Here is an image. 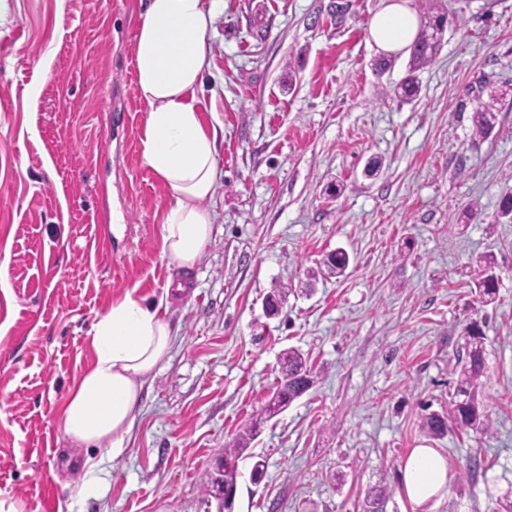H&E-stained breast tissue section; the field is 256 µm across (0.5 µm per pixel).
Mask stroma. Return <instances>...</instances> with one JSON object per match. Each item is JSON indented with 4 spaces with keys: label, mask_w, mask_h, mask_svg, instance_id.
I'll use <instances>...</instances> for the list:
<instances>
[{
    "label": "stroma",
    "mask_w": 512,
    "mask_h": 512,
    "mask_svg": "<svg viewBox=\"0 0 512 512\" xmlns=\"http://www.w3.org/2000/svg\"><path fill=\"white\" fill-rule=\"evenodd\" d=\"M144 0H8L0 24V499L17 512H204L202 475L269 399L284 350L312 388L239 462L235 512H505L512 505V0H434L454 15L420 94L393 89L408 50L369 28L385 0H223L198 108L221 123L212 239L195 266L161 251L165 186L141 158L133 43ZM388 67H381V60ZM501 92L478 137L480 85ZM346 250L343 277L323 260ZM496 258V299L475 291ZM286 293L278 316L264 301ZM166 297L173 346L100 488L61 452L60 413L94 362L91 332L126 293ZM485 334L491 430L427 434L459 378L466 327ZM416 448L448 461L417 506ZM403 490L415 505L443 494L448 485V463L435 448H416L403 465Z\"/></svg>",
    "instance_id": "obj_1"
}]
</instances>
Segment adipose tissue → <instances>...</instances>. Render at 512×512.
I'll return each instance as SVG.
<instances>
[{
	"mask_svg": "<svg viewBox=\"0 0 512 512\" xmlns=\"http://www.w3.org/2000/svg\"><path fill=\"white\" fill-rule=\"evenodd\" d=\"M223 0H147L134 39L139 97L145 109L141 157L170 193L161 220L162 253L194 267L210 241L213 220L204 208L217 187V155L224 128H204L195 92L210 69L205 36ZM418 18L405 0H390L371 22L381 49L407 47ZM159 304L126 293L95 324V359L70 391L60 423L69 452L111 440L120 451L133 424L145 381L171 351L169 323ZM403 490L416 505L443 494L448 463L433 448H416L403 465Z\"/></svg>",
	"mask_w": 512,
	"mask_h": 512,
	"instance_id": "obj_1",
	"label": "adipose tissue"
}]
</instances>
